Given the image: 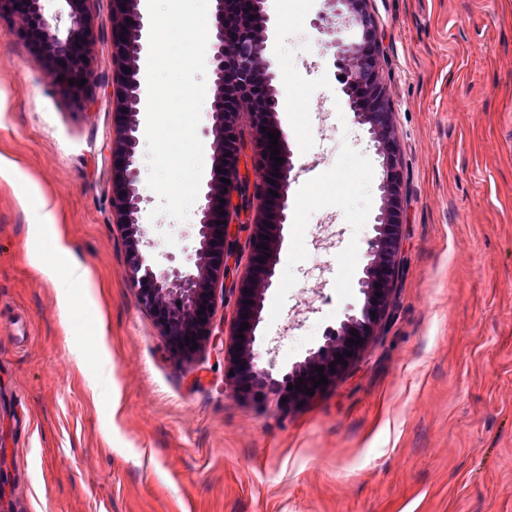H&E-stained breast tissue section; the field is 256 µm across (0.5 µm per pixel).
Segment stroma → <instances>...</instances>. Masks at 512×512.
I'll return each instance as SVG.
<instances>
[{
	"instance_id": "35a3bbf8",
	"label": "stroma",
	"mask_w": 512,
	"mask_h": 512,
	"mask_svg": "<svg viewBox=\"0 0 512 512\" xmlns=\"http://www.w3.org/2000/svg\"><path fill=\"white\" fill-rule=\"evenodd\" d=\"M266 58L296 164L261 366L290 368L364 297L381 160L316 25L270 0ZM83 103L0 20V512H512V0H370L402 173L404 261L345 375L283 400L226 385L221 348L169 351L112 214V0H91ZM57 224L99 289L64 318L28 227ZM193 267L192 221L147 224ZM112 367L102 377L103 363Z\"/></svg>"
}]
</instances>
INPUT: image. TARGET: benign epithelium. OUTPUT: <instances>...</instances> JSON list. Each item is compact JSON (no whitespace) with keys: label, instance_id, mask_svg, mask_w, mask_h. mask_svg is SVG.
Masks as SVG:
<instances>
[{"label":"benign epithelium","instance_id":"7a95c632","mask_svg":"<svg viewBox=\"0 0 512 512\" xmlns=\"http://www.w3.org/2000/svg\"><path fill=\"white\" fill-rule=\"evenodd\" d=\"M25 3L23 32L44 56L63 52L67 69L50 72L51 81L73 100L83 97L84 88L78 82L93 80L90 63L82 56L94 39L89 10L90 0H64L68 26L65 37L59 36L44 14L43 0H0V16L14 11V4ZM140 0H113L116 24L112 32L113 59L120 81L119 108L123 117L118 137L112 146L113 192L112 211L120 222L130 256V282L138 289L143 304L161 322L168 347L181 360H190L198 348L224 341L225 380L242 394L254 383L278 386L298 374L315 377L324 374L327 381L337 380L363 351L370 338L377 334L387 317L391 295L398 278V259L402 224V174L393 112L379 81L381 41L377 23L369 11V0H323L319 13V28L329 37L334 64L339 70L342 91L360 125L368 131L381 157L383 205L373 225L375 235L368 240L364 276L359 278L364 304L357 314L327 333L326 342L312 351L291 369L273 375L272 369L262 367L254 351L256 331L262 321L267 291L273 285L276 256L283 243V230L288 220V188L295 169L292 153L285 146L276 112L266 111L262 104L272 97L271 82L275 74L264 58L269 40L271 16L267 0H246L243 11L231 8L235 0H213V28L210 36L209 64L214 76L215 95L210 113L212 124L204 135L212 139L216 166L201 189L203 203L195 227V269L179 268L154 270L151 261V242L146 239L143 213L146 199L139 192L138 114L144 99V89L138 73V61L143 54L148 31L139 9ZM133 23H128V20ZM355 28L359 39L346 42L344 30ZM74 84H69V79ZM248 112L250 127L256 132L252 157L244 154L245 130L240 122L241 112ZM266 130H261V127ZM279 133L278 146L268 139V132ZM279 149L283 162L271 160L273 150ZM260 169V179L250 178L248 163ZM230 180L226 184L221 178ZM226 203H220V200ZM262 209L247 225L249 234L248 268L239 271L240 224L232 216L253 209V200ZM234 297L232 332L228 340L213 334V317L217 297L224 290ZM178 304H169L170 298ZM249 303H244V300ZM248 328L239 331L241 323ZM363 340L359 345L348 343L351 332ZM243 337H238V334ZM352 352L347 356L344 351ZM343 360L337 361V355ZM335 368H330V363ZM324 367L320 372L317 367Z\"/></svg>","mask_w":512,"mask_h":512}]
</instances>
